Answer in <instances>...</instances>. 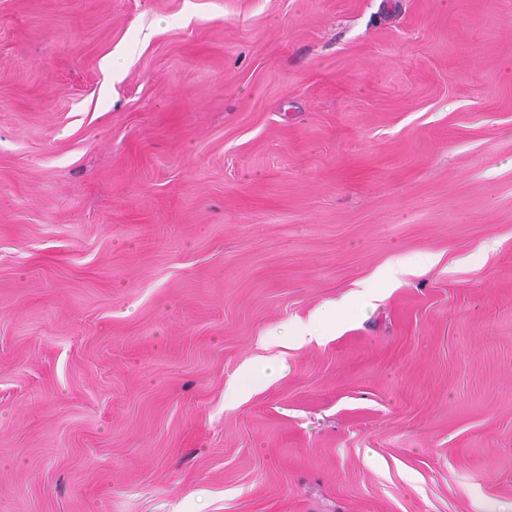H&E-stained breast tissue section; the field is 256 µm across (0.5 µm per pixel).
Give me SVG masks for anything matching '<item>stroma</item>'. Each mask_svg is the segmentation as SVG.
Masks as SVG:
<instances>
[{
  "instance_id": "35a3bbf8",
  "label": "stroma",
  "mask_w": 512,
  "mask_h": 512,
  "mask_svg": "<svg viewBox=\"0 0 512 512\" xmlns=\"http://www.w3.org/2000/svg\"><path fill=\"white\" fill-rule=\"evenodd\" d=\"M0 512H512V0H0Z\"/></svg>"
}]
</instances>
